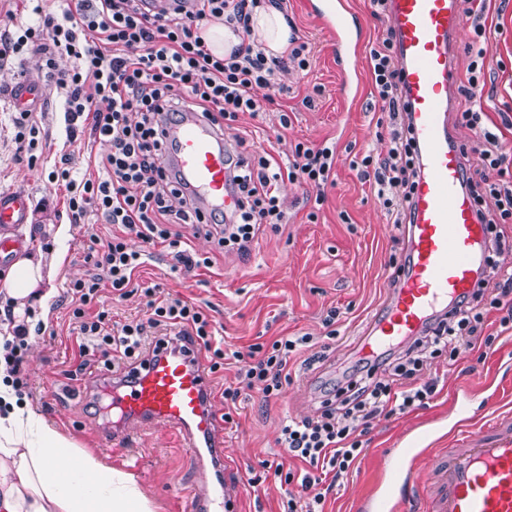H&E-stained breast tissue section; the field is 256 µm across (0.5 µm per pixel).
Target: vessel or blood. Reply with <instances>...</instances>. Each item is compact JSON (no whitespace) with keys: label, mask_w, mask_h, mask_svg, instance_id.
I'll list each match as a JSON object with an SVG mask.
<instances>
[{"label":"vessel or blood","mask_w":512,"mask_h":512,"mask_svg":"<svg viewBox=\"0 0 512 512\" xmlns=\"http://www.w3.org/2000/svg\"><path fill=\"white\" fill-rule=\"evenodd\" d=\"M313 10L333 34L339 55L358 57L362 35L344 0H315ZM388 20L420 177L410 203L413 222L406 227L405 270L363 334L377 346L411 340L459 298L472 294L484 278L491 238L465 186L463 157L448 123L457 81L456 37L465 27L459 0H389ZM41 97L37 79L13 87L17 109L34 110ZM174 138L171 160L201 200L232 211L235 198L228 188L223 141L193 114L176 125ZM30 206L26 194L0 192V261L21 248L15 231L26 224ZM197 350L194 341L176 353L164 345L152 347L126 375L106 381L104 390L116 417L104 435L106 444L124 443L130 426L163 424L184 437L198 470L221 471L222 423L212 408L208 369ZM457 442V450L436 467L430 512H512V420L499 424L488 437L462 431ZM414 459V449H393L362 512H409L418 487ZM218 502L224 512H236L237 495L221 480L198 490L188 512H213Z\"/></svg>","instance_id":"obj_1"}]
</instances>
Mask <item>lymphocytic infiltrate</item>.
<instances>
[{
	"label": "lymphocytic infiltrate",
	"instance_id": "lymphocytic-infiltrate-1",
	"mask_svg": "<svg viewBox=\"0 0 512 512\" xmlns=\"http://www.w3.org/2000/svg\"><path fill=\"white\" fill-rule=\"evenodd\" d=\"M259 2L164 0L151 9L146 0H67L61 13L39 12L37 22L22 36L0 31V61L26 46L42 58L63 94L69 135L85 126L93 139L109 146L99 160L97 177L75 179L65 156L49 174L67 191L72 223H84L93 212L122 228L121 234L107 238L86 233L84 261L90 270L66 290L72 315L80 321L81 355H98L107 367L128 363L146 353L148 340L157 331L176 329L211 351V371L221 369L228 356L239 362L237 387L224 390L225 399L233 401L244 387L258 388L267 399L281 396L290 379L291 357L310 347L312 336H287L228 355L213 347L210 320L200 306L178 298L156 299L150 287L144 290L149 314L136 322L118 324L108 310L91 316L86 308L97 300L105 283L117 299L129 296L132 274L142 258L130 247L129 237L163 245L174 269L189 273L210 267L213 259L183 247L181 226L204 225L215 253L233 251L245 257L263 225L275 227L287 221L276 195L280 182L316 189V202H323L322 191L336 165V149L329 145L297 143L292 161L285 166L268 154L230 157L229 189L237 207L228 213L201 210L194 190L166 161L173 149L169 129L176 116L195 112L212 130L223 131L239 113L257 117L273 104L280 90L278 71L290 65L307 68L306 44L293 46L287 57L270 58L251 43L250 18ZM467 2L475 39L464 90L472 105L462 119L475 135L470 152L484 168L498 171L507 155L475 102L485 86L488 50L486 27L480 22L483 0ZM219 17L238 27L243 36L241 46L224 58L213 56L198 34L204 21ZM393 49L390 36L370 49L376 98L389 118L386 151L364 155L355 167L361 180L374 184L388 212L402 216L418 169L409 132L399 120L404 99ZM64 58L69 66H61ZM493 309L502 311V323H512V274L496 271L485 276L480 291L459 299L448 318L428 325L393 363L378 355L359 359L346 384L325 394L316 416L282 424V447L311 467L300 482L302 490L311 491V498L302 505L289 498L286 512H316L324 499L318 489L323 477L336 483L347 474L363 451L362 436L376 420L426 405L435 392L434 382L424 378L429 361L445 355L453 359L460 351L474 349L484 318ZM316 467L321 470L317 476L312 473Z\"/></svg>",
	"mask_w": 512,
	"mask_h": 512
}]
</instances>
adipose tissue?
<instances>
[{
    "label": "adipose tissue",
    "instance_id": "obj_1",
    "mask_svg": "<svg viewBox=\"0 0 512 512\" xmlns=\"http://www.w3.org/2000/svg\"><path fill=\"white\" fill-rule=\"evenodd\" d=\"M293 31L279 10L254 8L251 39L266 55L284 56ZM64 256L36 250L0 273V299L15 324H29L55 295ZM0 512H156L133 474L78 447L19 395L0 363Z\"/></svg>",
    "mask_w": 512,
    "mask_h": 512
}]
</instances>
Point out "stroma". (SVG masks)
<instances>
[{
	"instance_id": "1",
	"label": "stroma",
	"mask_w": 512,
	"mask_h": 512,
	"mask_svg": "<svg viewBox=\"0 0 512 512\" xmlns=\"http://www.w3.org/2000/svg\"><path fill=\"white\" fill-rule=\"evenodd\" d=\"M288 18L301 40L308 42L309 66H291L278 74L286 89L266 114L254 118L241 114L227 141L246 136L254 150L270 153L286 163L297 143L336 145L337 162L333 182L325 188V201L314 207L305 187L289 182L278 189L279 202L289 221L266 229L249 258L236 254L213 255L204 233L183 228L190 249L214 256L211 267L184 274L172 270L171 257L154 247L134 272L140 292L117 302L110 288H103L100 301L112 312L113 321L126 323L146 315L147 299L142 290L158 286L170 295L204 306L215 329V339L226 352L247 351L250 345L267 344L281 336H313L325 359L308 371H300L299 359H291L295 377L282 397L264 399L258 389H242L236 402L224 399V389L235 384L236 364L211 374L210 382L218 413L230 414L224 423V475L239 489V512H281L289 495L297 493V478L309 464L290 457L279 443L285 417L316 415L325 388L352 372L362 352L360 336L367 322L379 312L392 283L394 263L405 252L403 231L379 202L373 188L361 182L351 167L354 158L385 150L387 126L375 106L368 55H361V90L355 100L345 101L343 76L336 64L332 33L311 9L310 0H288ZM484 18L489 47L484 60L485 88L481 106L488 128L502 144L512 145V0H485ZM42 79V102L29 122L35 128L33 162L19 158L13 123L17 113L11 105V87L30 76ZM313 106H304V98ZM60 96L52 80L45 78L42 61L21 51L0 65V191L21 190L31 201L33 212L26 228L27 250L61 249L64 273L55 282L48 315L28 345L26 353L29 386L25 395L32 407L60 431L95 452L103 461L133 474L144 492L155 501L158 512H185L194 489L206 484V474L195 470L184 442L166 426L141 425L133 430L125 446L104 448L97 438L107 429L106 416L96 413L91 398L82 394L89 377L104 373L103 364L93 363L75 374L80 361L77 322L63 293L70 281L83 278L84 230L70 224L64 187L50 183L49 173L61 156H68L76 175L95 174V157L106 148L92 142L88 134L77 139L66 135ZM290 117L289 127L279 124V111ZM64 224L68 230L53 240L44 225ZM337 310L335 338H328L322 321L329 310ZM491 312L480 331L493 336L490 349L461 353L455 364L434 360L431 376L437 391L429 404L402 415L380 419L364 437V451L347 476L327 494L324 512H358L361 498L377 481L388 449L398 447L411 432L434 430L439 442L434 452L419 456L415 468L420 476L417 508H424L436 469L435 453L447 451L451 423L448 401L461 385L491 383L498 390L495 407L474 399L475 421L493 411L512 412V326L499 322ZM283 463L296 480L287 484L275 478L251 483L249 470L259 461Z\"/></svg>"
}]
</instances>
